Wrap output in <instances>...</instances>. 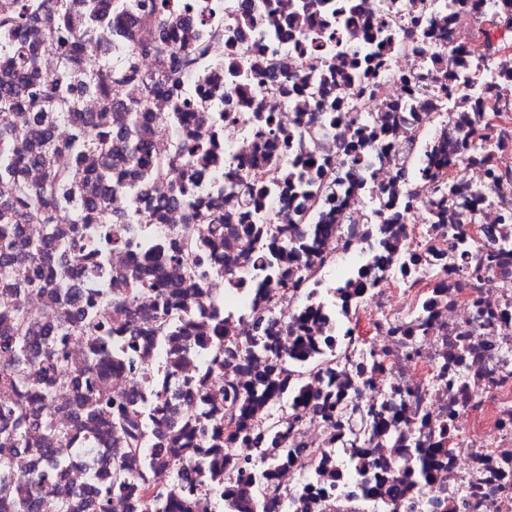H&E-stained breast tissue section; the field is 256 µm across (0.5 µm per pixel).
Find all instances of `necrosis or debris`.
Segmentation results:
<instances>
[{"instance_id": "4bbe7bcc", "label": "necrosis or debris", "mask_w": 512, "mask_h": 512, "mask_svg": "<svg viewBox=\"0 0 512 512\" xmlns=\"http://www.w3.org/2000/svg\"><path fill=\"white\" fill-rule=\"evenodd\" d=\"M270 2L294 30L332 29L337 19L325 0L298 12L294 0ZM238 0H188L192 12L223 26L225 38L211 56L225 66L253 57L273 63L225 90L224 173H239L240 143L250 139L254 108L303 140L329 165L352 127L323 122L309 88L295 89L286 76L309 74L302 40L273 36L258 15L253 29L234 27ZM424 27H414L411 0H354L347 35L386 9L401 45L366 88L340 83L360 95L374 113L384 95L409 98L398 113L393 145L372 144L368 187H334V213L321 217L316 276L303 280L292 265L291 289L257 291L243 266V244L224 239V334L237 344L254 336V318L238 306L252 302L277 320L274 342L285 369L304 365L302 387H289L284 402L253 404L251 421L275 420L288 435V462L276 469L274 512H512V113L498 114L481 130L482 151L451 150L439 130L455 124L452 103L471 92L468 52L486 39L476 23L480 10L449 14L448 0H428ZM443 66L458 76L440 91L430 70ZM446 97L448 108L436 100ZM450 157L457 181L482 197L475 209L478 234L465 224H439L433 204L437 185L405 182L415 197L408 220L382 229L366 221L385 201L378 186L425 149ZM493 265H486L488 251ZM336 395V416L325 419L320 400Z\"/></svg>"}]
</instances>
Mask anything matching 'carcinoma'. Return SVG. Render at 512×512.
Segmentation results:
<instances>
[{"mask_svg": "<svg viewBox=\"0 0 512 512\" xmlns=\"http://www.w3.org/2000/svg\"><path fill=\"white\" fill-rule=\"evenodd\" d=\"M186 8L184 0H0V62L14 72L10 82H0V181L11 184L10 193L0 196V386L14 392L11 402L0 404V512H108L114 489L145 500L141 512H199L200 491L209 490L224 512V500L234 497L220 455L225 441L263 458L259 468L241 462L254 487L269 483L273 469L288 461L283 434L246 427L251 397L279 396L288 387L281 360L257 340L224 345V314L207 288L210 277L224 275L219 252L229 223L224 206L233 200L253 218L239 233L256 287H288V237L266 225L263 203L307 194L314 203L312 187L321 192L331 183L355 186L369 167L367 145L390 142L389 118L407 108V101L386 102L381 114L359 117L344 96L323 97L331 81L323 67L333 53H342L347 80L368 79L380 67V51L393 47L392 22L378 16L357 44L340 28L306 36L324 119L355 125L336 172L258 112L252 138L239 152L245 155L280 136L296 154L286 166L279 157H268L270 178L248 184L241 178L224 181L213 138L198 137L190 145L181 138L166 157L149 158L151 131L143 114L154 97L171 96L166 120L185 130L197 100L183 86L208 82L222 69L208 49L224 29ZM189 26L198 27L196 34L173 54L172 33ZM47 53L57 56L50 77L40 70ZM143 57L156 61L152 71L141 70ZM472 61L478 93L455 106L470 113V126L484 122L490 102L506 107L512 96L508 83L484 95L481 71L498 62L493 44L485 43ZM88 95L99 98L94 112L81 107ZM64 152L72 157L66 166L58 162ZM88 154L98 157L92 169L82 165ZM202 163L214 164L211 196L204 202L187 193ZM414 176L441 177L433 154L420 160ZM119 189L132 205L115 214L111 200ZM143 202L156 211L184 206L187 223L206 225L209 238L180 240L170 228L162 240L138 241L136 225L150 221L139 210ZM435 206L440 224L448 223L450 210L472 223L467 210L475 204L451 179L448 195ZM135 244L142 249L141 263L122 270L107 263L108 250ZM21 266L31 270L26 280L15 277ZM79 275L88 285L103 281L111 287L97 301L86 298ZM147 292L156 298L148 310L139 305ZM33 294L42 299L41 313L29 308ZM70 336L84 339L83 359L68 358ZM139 340L155 347L157 360L143 369L147 394L114 397L108 380L114 369L133 362ZM187 351L195 353L201 374L186 389L201 398L209 386L224 384L225 407L199 404L180 416L172 411L167 385ZM262 351L269 359L265 372L242 388L225 380V355L245 369ZM102 414L103 437L122 453V462L112 466L111 487L98 489L90 482L74 490L71 500L56 498L53 485L70 464L57 449L70 447L77 427ZM158 470L172 473L170 484H155Z\"/></svg>", "mask_w": 512, "mask_h": 512, "instance_id": "obj_1", "label": "carcinoma"}]
</instances>
